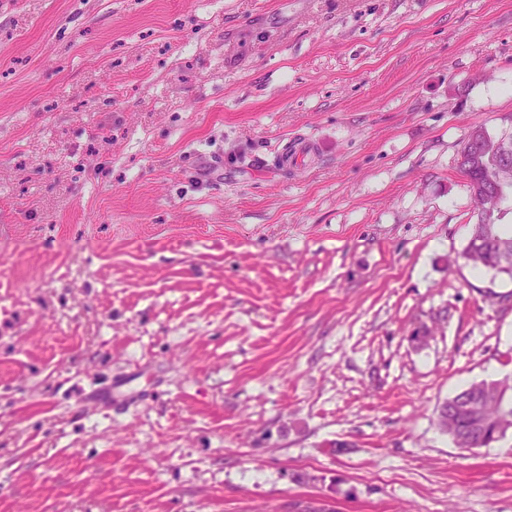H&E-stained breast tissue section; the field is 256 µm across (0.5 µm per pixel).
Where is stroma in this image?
<instances>
[{
    "label": "stroma",
    "mask_w": 512,
    "mask_h": 512,
    "mask_svg": "<svg viewBox=\"0 0 512 512\" xmlns=\"http://www.w3.org/2000/svg\"><path fill=\"white\" fill-rule=\"evenodd\" d=\"M476 125L512 0H0V512H512ZM503 381L480 380L448 397L439 409L437 427L461 450L488 447L507 436L512 429V395ZM467 398V403H461ZM448 423L443 418L447 417Z\"/></svg>",
    "instance_id": "obj_1"
}]
</instances>
